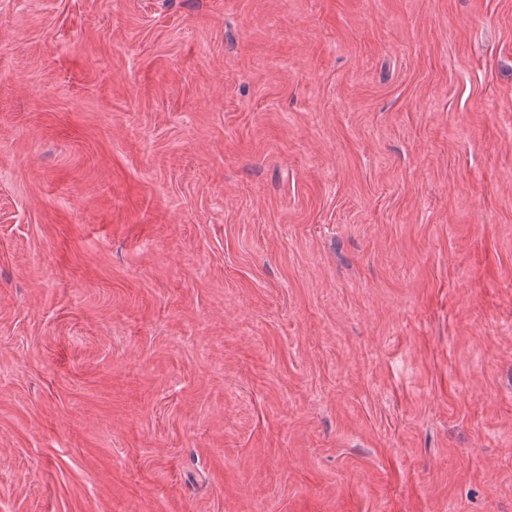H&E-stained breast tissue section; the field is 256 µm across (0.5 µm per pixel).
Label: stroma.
Masks as SVG:
<instances>
[{"label": "stroma", "instance_id": "1", "mask_svg": "<svg viewBox=\"0 0 512 512\" xmlns=\"http://www.w3.org/2000/svg\"><path fill=\"white\" fill-rule=\"evenodd\" d=\"M0 512H512V0H0Z\"/></svg>", "mask_w": 512, "mask_h": 512}]
</instances>
